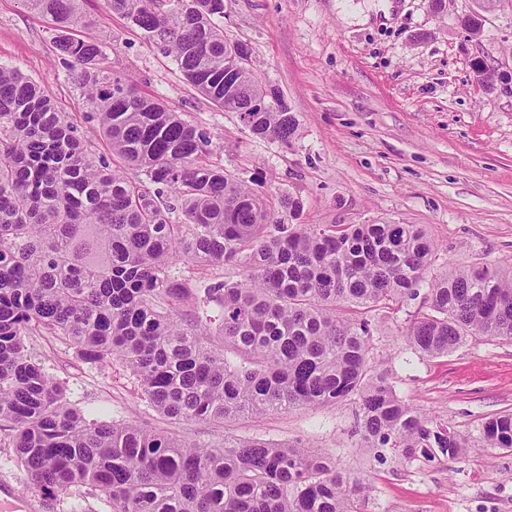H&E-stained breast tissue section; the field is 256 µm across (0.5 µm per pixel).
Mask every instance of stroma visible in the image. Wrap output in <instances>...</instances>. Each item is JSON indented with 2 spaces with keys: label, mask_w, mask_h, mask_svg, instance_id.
<instances>
[{
  "label": "stroma",
  "mask_w": 512,
  "mask_h": 512,
  "mask_svg": "<svg viewBox=\"0 0 512 512\" xmlns=\"http://www.w3.org/2000/svg\"><path fill=\"white\" fill-rule=\"evenodd\" d=\"M384 1L224 0L226 38L249 47L263 85L299 120L287 144L253 137L236 113L201 96L171 56L105 0H80V34H110L106 66L205 131L211 161L253 192L301 198V223L422 225L438 249L430 281L456 265L511 267L512 0H498L477 37L459 22L473 0H448L440 14L430 0H392L387 19ZM479 61L491 84L479 80ZM0 63L47 85L95 156L122 168L58 63L49 20L25 0H0ZM427 307L420 295L369 312L370 359L399 396L468 438L457 461H378L361 446L351 401L174 424L141 398L121 360L85 362L53 336L33 337L30 347L87 419H133L216 448L228 437L310 444L366 484L360 512H512V452L482 439L488 417L512 411V341L477 336L447 356H422L404 332ZM6 437L1 431L0 483L15 495L0 512H65L33 492Z\"/></svg>",
  "instance_id": "35a3bbf8"
}]
</instances>
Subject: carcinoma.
<instances>
[{
    "label": "carcinoma",
    "instance_id": "1",
    "mask_svg": "<svg viewBox=\"0 0 512 512\" xmlns=\"http://www.w3.org/2000/svg\"><path fill=\"white\" fill-rule=\"evenodd\" d=\"M49 19L62 68L110 152L95 158L49 89L0 65V428L43 499L99 498L112 512H359L363 482L300 443L200 446L133 422L87 420L29 352L61 337L86 360L117 358L175 422L353 399L363 447L402 463L467 442L401 398L369 363L365 317L419 293L435 252L417 224H296L303 202L255 194L210 161L209 136L103 65L110 36L81 38L79 0H25ZM172 56L184 79L252 135L281 143L298 120L249 59L225 53L224 0H106ZM235 83L224 99V77ZM181 211L182 220L171 214ZM236 277L210 283L222 344L182 310L177 256ZM405 336L447 355L473 336L512 339V269L458 267L429 289ZM483 440L512 451V413Z\"/></svg>",
    "mask_w": 512,
    "mask_h": 512
}]
</instances>
